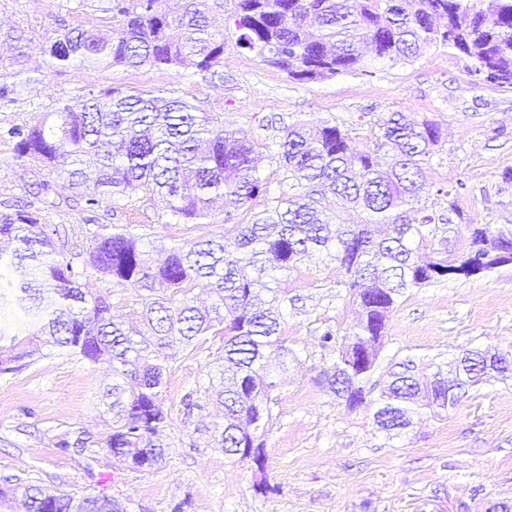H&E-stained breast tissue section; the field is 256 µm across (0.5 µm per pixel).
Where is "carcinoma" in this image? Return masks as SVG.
<instances>
[{"mask_svg": "<svg viewBox=\"0 0 512 512\" xmlns=\"http://www.w3.org/2000/svg\"><path fill=\"white\" fill-rule=\"evenodd\" d=\"M117 24L101 36L61 24L46 52L52 66L73 63L112 67L193 69L217 76L213 64L224 55V35L215 30L206 0H104ZM237 46L256 54L293 80L313 82L360 67L362 49L407 62L420 50L440 44L472 62L480 80L512 89V0H237ZM13 54L0 56V103L15 102L16 84L36 81L24 67V31L0 32ZM275 159L302 193L280 199L235 226L222 240L199 239L159 251L153 263L143 258L140 237L129 225L101 224L100 208L144 192L176 223L199 224L209 217L217 196L245 204L262 192L258 177L262 153L236 132L215 124L206 113L168 89H108L77 102L59 100L30 126L0 130L12 146V160L36 164L75 190L64 200L86 213L79 249L64 224H49L45 208L54 183L39 184L35 201L0 202V239L16 243V281L0 287V310L13 308L36 329L24 337L0 329V371L49 347L70 360L112 364L115 381L105 391L112 399V433L106 445L125 462L147 451L160 461L159 435L170 414L162 387L168 364L201 336L223 340V370L215 390L224 405L221 449L229 461L238 448L256 449L263 458L265 417L272 392L288 372L290 350L281 336L279 308L288 296L264 281L270 272L290 271L305 259L326 254L350 277L360 301L359 331L344 337L378 336L397 299L410 288L448 279V258L416 244L448 228L413 207L426 188L424 165L441 133L430 123H414L398 113L384 120L374 150L359 151L349 134L327 121L296 122L279 128ZM328 191L338 201L362 207L367 224L331 225L312 196ZM480 250H512V236L478 237ZM94 271L111 284L103 294L82 291L80 281ZM213 297L196 305L195 288ZM148 294L145 330L127 327L115 310ZM453 379L436 375L429 385L456 405L471 374L483 370L481 352L464 354ZM404 371L377 400L380 430H400L414 406L440 404ZM377 368L366 370L337 355L325 383L350 408L359 406ZM19 493L26 512H72L75 495L38 485L0 487V503ZM84 512H116L104 496L81 497Z\"/></svg>", "mask_w": 512, "mask_h": 512, "instance_id": "cac0c4a2", "label": "carcinoma"}]
</instances>
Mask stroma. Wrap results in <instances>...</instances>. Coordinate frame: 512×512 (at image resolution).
Wrapping results in <instances>:
<instances>
[{"label":"stroma","instance_id":"stroma-1","mask_svg":"<svg viewBox=\"0 0 512 512\" xmlns=\"http://www.w3.org/2000/svg\"><path fill=\"white\" fill-rule=\"evenodd\" d=\"M224 33V54L203 82L193 70L74 64L50 66L46 42L58 19L81 29L109 32L110 14L94 0H0V29L25 28L28 66L37 80L17 86L14 104L0 106V127L31 125L59 100H80L106 88L177 90L218 124L236 130L264 155L259 176L265 195L238 205L220 201L203 224H174L145 193L101 208L104 224H126L146 253L156 246L233 235L238 224L296 194L287 170L274 158L285 123L326 121L346 130L357 149H372L380 126L400 112L442 133L426 165L420 206L436 223H452L446 248L467 245L468 225L512 229V185L500 174L512 168V90L482 82L470 62L445 47H428L411 62L394 64L365 53L360 70L317 82L288 78L236 45L235 0H207ZM48 171L19 166L0 145V200L27 197ZM465 191H458V184ZM459 213L449 216V204ZM348 276L325 256L281 274L288 292L282 334L292 360L273 393L265 427V464L229 462L213 440L212 424L224 411L213 402L186 410L218 370L223 341L195 343L172 361L163 389L170 414L165 455L142 471L118 461L105 441L111 419L102 400L112 380L108 364H81L47 354L20 370L0 374V483L21 479L84 496H108L123 512H486L512 501V374L490 375L451 408L421 410L406 429L388 434L374 421L378 392L351 410L323 387L336 351L321 345L324 332L351 334L360 319ZM512 355V267L474 278L412 288L399 297L386 325L379 382L399 363L432 375L466 351ZM84 440L85 450L58 448V440Z\"/></svg>","mask_w":512,"mask_h":512}]
</instances>
